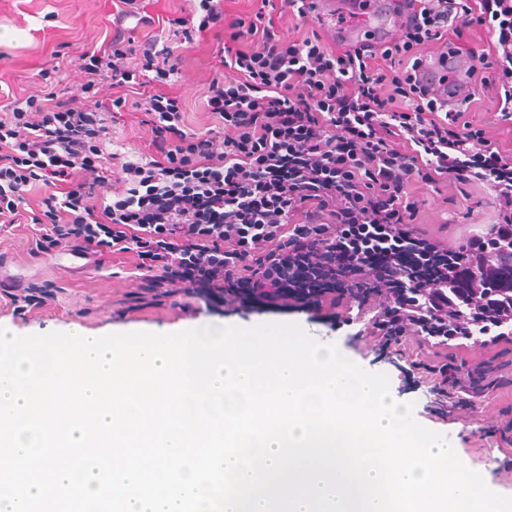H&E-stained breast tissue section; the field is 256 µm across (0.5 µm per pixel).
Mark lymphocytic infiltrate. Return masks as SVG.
I'll use <instances>...</instances> for the list:
<instances>
[{"mask_svg":"<svg viewBox=\"0 0 512 512\" xmlns=\"http://www.w3.org/2000/svg\"><path fill=\"white\" fill-rule=\"evenodd\" d=\"M198 24L178 18L164 42L133 47L114 36L84 51L79 67L113 87H149L144 98L152 154L121 164L111 201L103 141L124 96L55 103L35 95L0 109V223L27 218L35 253L84 245L135 252L143 297L184 293L206 300L251 298L274 309L323 303L373 310L380 348L413 338L487 348L512 343V156L462 121L437 85L421 82L419 50L464 29L491 43L479 64L502 120L512 121V0H396L400 34L336 52L320 37L285 39L274 16L306 17L314 0H260L249 17L227 18L223 0H189ZM224 27L222 72L207 106L220 130L189 131L180 97L167 91L183 45ZM486 184L496 222L458 244L414 224L412 182ZM43 185L38 209L26 193ZM415 371L435 375L474 409L489 364L448 358Z\"/></svg>","mask_w":512,"mask_h":512,"instance_id":"lymphocytic-infiltrate-1","label":"lymphocytic infiltrate"}]
</instances>
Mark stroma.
Instances as JSON below:
<instances>
[{
	"label": "stroma",
	"instance_id": "35a3bbf8",
	"mask_svg": "<svg viewBox=\"0 0 512 512\" xmlns=\"http://www.w3.org/2000/svg\"><path fill=\"white\" fill-rule=\"evenodd\" d=\"M147 23L130 18L116 23L117 0H0V106L8 98L54 93L56 101L82 100L87 77L80 70L79 55L86 50H105L116 28L132 31L143 42L169 31L172 19L186 16L187 0H141ZM282 34L300 40L319 32L331 49L353 48L341 31L319 29L313 19L302 20L286 13L276 17ZM218 42L214 32L197 36L182 52L179 72L168 91L180 96L188 129L203 133L218 122L209 111L205 88L219 68ZM127 106L112 125L107 152L140 160L149 153L150 133L141 107V91L127 89ZM493 91L470 102L463 121L483 128L492 147L512 154V122L495 113ZM411 192L419 200L416 224L430 236L461 241L481 233L493 221L489 191L481 186L461 190L453 182L431 188L415 182ZM32 229L25 224L0 228V260L5 274L15 276L17 287L33 284L52 288L55 298L43 307L15 313L9 287L0 288V323L17 335L61 332L80 335H111L146 332L170 334L188 324L250 328L262 324H296L313 339L335 341L343 356L372 372L386 373L390 394L399 402L413 403L414 419L442 433L454 444L457 457L479 472L487 486L512 495V443L491 433V425L512 409V343L487 349L456 347L458 358L469 363L496 364L494 388L467 414L454 408L452 397L434 394V379L427 374L409 377L406 366L413 360L438 362L446 347L407 341L399 350L381 352L370 336H354L350 327H337L330 308L295 307L285 311L257 303L228 301L213 304L198 298L175 295L153 302L137 297V255L133 252H102L90 262L55 251H31Z\"/></svg>",
	"mask_w": 512,
	"mask_h": 512
}]
</instances>
